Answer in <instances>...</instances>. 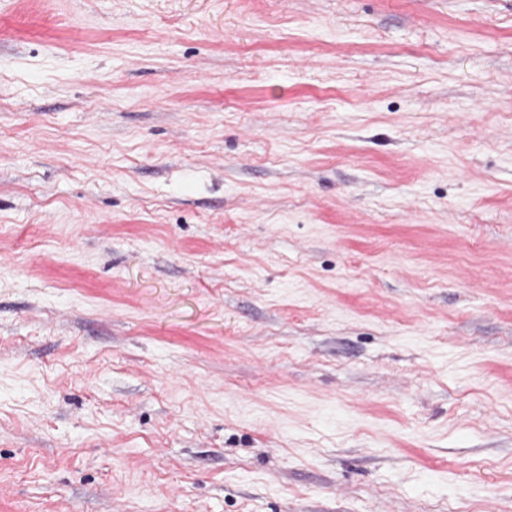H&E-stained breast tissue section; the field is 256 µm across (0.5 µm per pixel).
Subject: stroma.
Segmentation results:
<instances>
[{"label": "stroma", "instance_id": "obj_1", "mask_svg": "<svg viewBox=\"0 0 512 512\" xmlns=\"http://www.w3.org/2000/svg\"><path fill=\"white\" fill-rule=\"evenodd\" d=\"M0 512H512V0H0Z\"/></svg>", "mask_w": 512, "mask_h": 512}]
</instances>
